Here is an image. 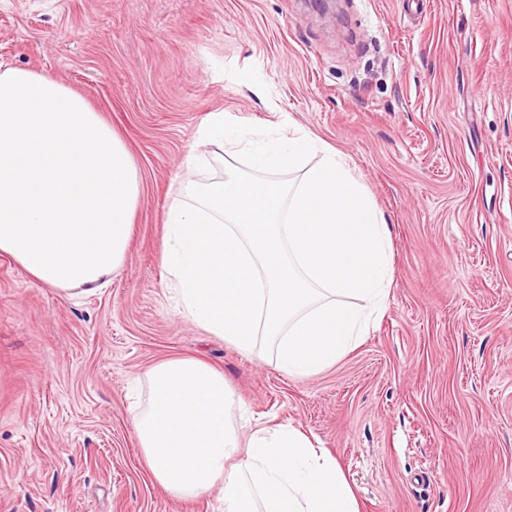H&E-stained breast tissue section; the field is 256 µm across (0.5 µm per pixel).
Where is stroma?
I'll list each match as a JSON object with an SVG mask.
<instances>
[{
  "label": "stroma",
  "instance_id": "1",
  "mask_svg": "<svg viewBox=\"0 0 512 512\" xmlns=\"http://www.w3.org/2000/svg\"><path fill=\"white\" fill-rule=\"evenodd\" d=\"M0 63L61 78L140 176L111 283L71 296L0 254V512H222L145 469L130 395L196 355L242 435L288 424L360 512H512V0H0ZM210 112L344 156L390 227L366 336L292 376L178 313L163 268L178 165Z\"/></svg>",
  "mask_w": 512,
  "mask_h": 512
}]
</instances>
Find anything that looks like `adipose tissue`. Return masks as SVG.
<instances>
[{
  "mask_svg": "<svg viewBox=\"0 0 512 512\" xmlns=\"http://www.w3.org/2000/svg\"><path fill=\"white\" fill-rule=\"evenodd\" d=\"M140 194L123 140L63 80L0 67V252L32 278L89 295L128 250ZM147 378L133 417L141 456L177 497L218 490L224 512H359L336 459L302 431L263 426L241 440L224 374L171 358Z\"/></svg>",
  "mask_w": 512,
  "mask_h": 512,
  "instance_id": "1",
  "label": "adipose tissue"
}]
</instances>
